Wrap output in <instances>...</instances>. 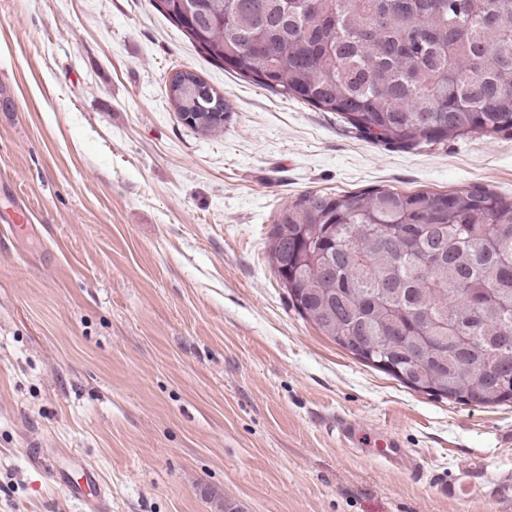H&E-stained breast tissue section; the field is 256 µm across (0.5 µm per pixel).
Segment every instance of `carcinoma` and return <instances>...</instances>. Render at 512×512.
Segmentation results:
<instances>
[{
	"label": "carcinoma",
	"instance_id": "carcinoma-1",
	"mask_svg": "<svg viewBox=\"0 0 512 512\" xmlns=\"http://www.w3.org/2000/svg\"><path fill=\"white\" fill-rule=\"evenodd\" d=\"M210 59L401 149L512 134V0H152ZM176 112H227L191 87ZM267 260L301 317L364 365L461 405L512 403V198L307 193ZM456 337L452 349L435 342Z\"/></svg>",
	"mask_w": 512,
	"mask_h": 512
}]
</instances>
